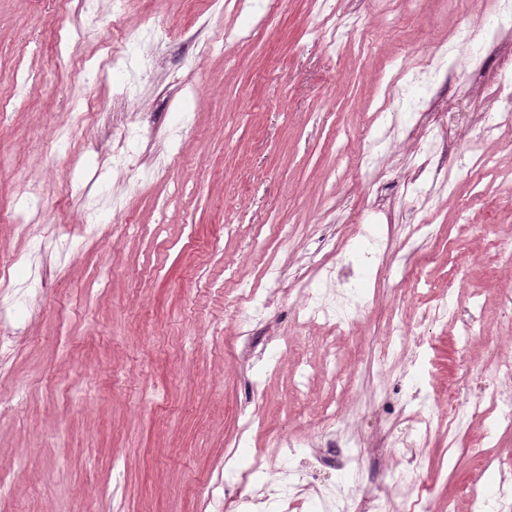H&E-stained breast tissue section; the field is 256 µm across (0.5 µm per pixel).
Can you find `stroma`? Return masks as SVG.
Listing matches in <instances>:
<instances>
[{
	"label": "stroma",
	"mask_w": 512,
	"mask_h": 512,
	"mask_svg": "<svg viewBox=\"0 0 512 512\" xmlns=\"http://www.w3.org/2000/svg\"><path fill=\"white\" fill-rule=\"evenodd\" d=\"M497 0H278L273 20L247 42L224 31L247 24L263 0L221 11L210 0H0V256L13 259L0 313L23 336L0 365V401L19 397L0 417V472L26 478L0 512H82L85 492L101 512H208L205 481L224 478V458L254 462L271 481L292 487L280 512H315L317 491L361 499L414 459L415 490L430 489L436 512H456L477 490L488 502L512 479V429L482 437L466 415L426 439L408 437L414 410L444 402L463 380L468 400L490 383L489 364L512 352L501 341L503 289L512 288V128L482 150L489 172L475 169L459 144L442 163L452 189L413 212L402 144L391 124L432 137L449 113L469 124L494 112L472 81L497 73L493 57L449 58L434 79L432 123L385 104L399 70H420L436 44L466 20L499 28ZM122 13L137 73L106 64L112 19ZM160 24L195 33L211 52L194 58L183 41L147 47L141 33ZM83 29L80 41L69 38ZM34 80L30 95L18 87ZM80 85L103 118L51 144L55 121ZM134 112L145 132L135 152L139 192L129 223L115 221L112 124ZM179 140H171L172 129ZM384 134L382 162L358 169L366 131ZM168 155L164 178H147ZM39 182L47 221L19 233L14 183ZM179 192L159 210L157 198ZM374 214L393 245L383 262L353 261L363 245L361 215ZM430 224L410 235L421 218ZM346 246L365 313L353 322L304 320L296 293L263 276L267 264L308 268L310 256L335 263L327 236ZM500 251L487 256L486 243ZM268 298L265 319L243 336L234 322L243 288ZM449 288L448 321L421 354L394 344L379 355L395 320L412 323ZM481 317L486 333L462 329ZM290 341L287 356L272 354ZM339 410L336 435L359 444L364 483L334 462L324 466L312 415ZM248 433L240 427L246 417ZM404 434L402 447L388 436ZM304 442L297 459L280 453V436Z\"/></svg>",
	"instance_id": "1"
}]
</instances>
